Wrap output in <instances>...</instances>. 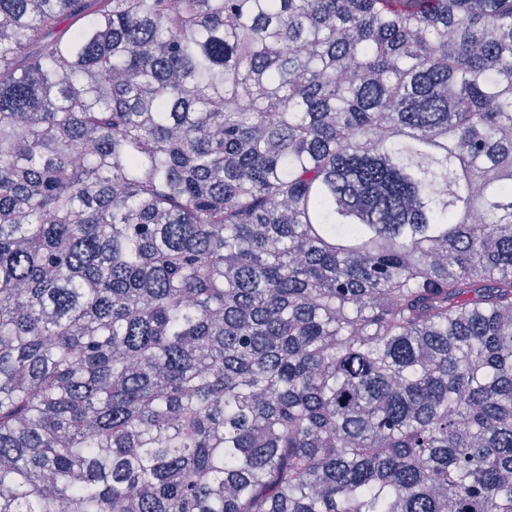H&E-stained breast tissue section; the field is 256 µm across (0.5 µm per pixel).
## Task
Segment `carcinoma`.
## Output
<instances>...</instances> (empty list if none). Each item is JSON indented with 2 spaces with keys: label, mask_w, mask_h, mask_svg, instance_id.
I'll return each instance as SVG.
<instances>
[{
  "label": "carcinoma",
  "mask_w": 512,
  "mask_h": 512,
  "mask_svg": "<svg viewBox=\"0 0 512 512\" xmlns=\"http://www.w3.org/2000/svg\"><path fill=\"white\" fill-rule=\"evenodd\" d=\"M0 512H512V0H0Z\"/></svg>",
  "instance_id": "cac0c4a2"
}]
</instances>
